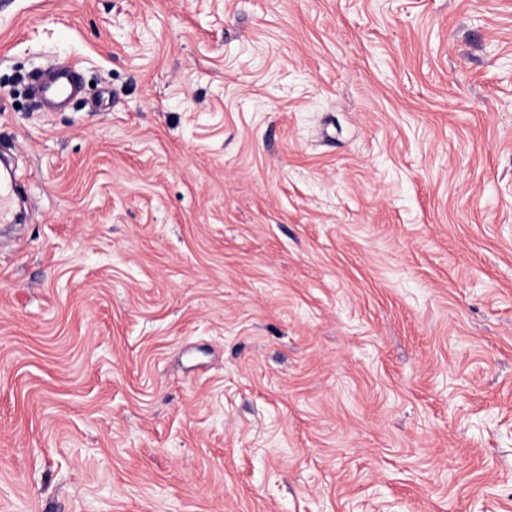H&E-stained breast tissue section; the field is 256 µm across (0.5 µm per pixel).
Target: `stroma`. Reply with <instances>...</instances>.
<instances>
[{
	"label": "stroma",
	"mask_w": 512,
	"mask_h": 512,
	"mask_svg": "<svg viewBox=\"0 0 512 512\" xmlns=\"http://www.w3.org/2000/svg\"><path fill=\"white\" fill-rule=\"evenodd\" d=\"M2 149L0 512H512V0H0ZM81 78L74 65L50 66L42 71L37 89L46 105H65L77 96ZM16 190L12 179L10 182L0 181V223L15 222L16 214L14 211Z\"/></svg>",
	"instance_id": "1"
}]
</instances>
